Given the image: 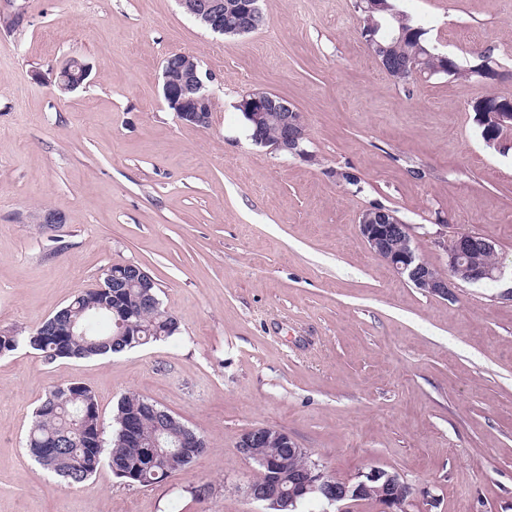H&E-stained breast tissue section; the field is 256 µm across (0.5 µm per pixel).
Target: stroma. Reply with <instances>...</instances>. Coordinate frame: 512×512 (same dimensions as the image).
Segmentation results:
<instances>
[{
  "label": "stroma",
  "instance_id": "stroma-1",
  "mask_svg": "<svg viewBox=\"0 0 512 512\" xmlns=\"http://www.w3.org/2000/svg\"><path fill=\"white\" fill-rule=\"evenodd\" d=\"M462 65L490 50L512 98V0H394ZM266 23L210 32L176 0H0V332L39 326L114 263L141 266L179 329L109 358L0 356V512H263L238 451L284 430L324 469L401 475L414 512H512V303L499 284L423 293L366 246L381 205L445 267L436 216L480 233L512 268V150L483 141L485 85L397 84L360 36L354 0H260ZM210 72L209 126L160 96L162 64ZM92 64L61 93L67 58ZM250 91L304 113L312 161L254 145ZM347 169L358 185L337 183ZM58 224L40 223L45 211ZM76 382L104 435L136 393L202 436L205 451L141 487L108 464L78 485L42 470L26 435L42 397Z\"/></svg>",
  "mask_w": 512,
  "mask_h": 512
}]
</instances>
